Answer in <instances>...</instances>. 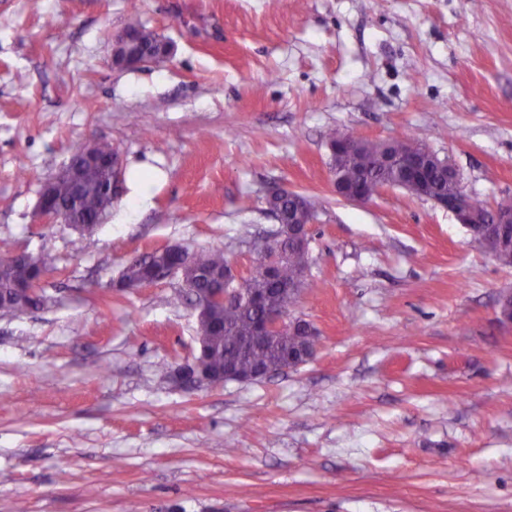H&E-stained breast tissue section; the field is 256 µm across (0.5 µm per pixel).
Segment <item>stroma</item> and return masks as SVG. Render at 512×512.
Instances as JSON below:
<instances>
[{"mask_svg": "<svg viewBox=\"0 0 512 512\" xmlns=\"http://www.w3.org/2000/svg\"><path fill=\"white\" fill-rule=\"evenodd\" d=\"M134 17L170 58L112 66ZM332 127L417 138L473 200L512 198V0H0V256L43 254L50 299L0 315V512H512V266L431 200L336 195ZM91 138L163 176L83 238L35 205ZM274 186L319 202L296 309L315 356L160 377L196 312L176 276L118 289L125 261L247 267ZM197 348L191 352L190 360L176 370V376L181 383L187 386L219 385L227 381L248 382L267 378L269 374L243 375L235 372L231 367L224 373V379L213 378L206 370L202 361V354L206 347L204 336H197Z\"/></svg>", "mask_w": 512, "mask_h": 512, "instance_id": "obj_1", "label": "stroma"}]
</instances>
